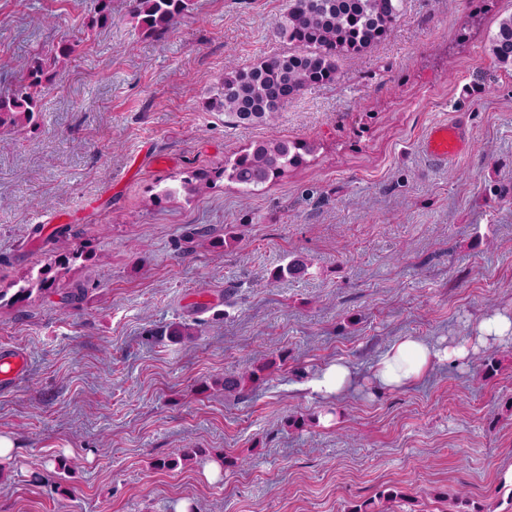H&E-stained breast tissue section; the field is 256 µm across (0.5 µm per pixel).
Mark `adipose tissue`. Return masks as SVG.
I'll return each instance as SVG.
<instances>
[{
  "instance_id": "1",
  "label": "adipose tissue",
  "mask_w": 512,
  "mask_h": 512,
  "mask_svg": "<svg viewBox=\"0 0 512 512\" xmlns=\"http://www.w3.org/2000/svg\"><path fill=\"white\" fill-rule=\"evenodd\" d=\"M512 342V316L483 317L474 335L448 341L405 336L390 345L374 362L369 379H361L350 363L336 360L319 368L306 384L323 401L356 393L370 384L401 391L414 386L441 365L469 361L480 349Z\"/></svg>"
}]
</instances>
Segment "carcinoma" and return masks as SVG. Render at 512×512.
I'll return each mask as SVG.
<instances>
[{"mask_svg":"<svg viewBox=\"0 0 512 512\" xmlns=\"http://www.w3.org/2000/svg\"><path fill=\"white\" fill-rule=\"evenodd\" d=\"M189 0H132V17L141 34H164L188 9ZM404 0H288L276 35L287 51L247 66L232 65L206 101L210 112H222L237 124L273 126L294 97L329 85L338 79L342 58L362 54L384 41L402 13ZM94 24L112 20L111 0H93ZM79 41L62 40L50 53L29 56L14 89L0 94V127L30 123L40 111V97L50 81L53 65L74 56ZM493 59L512 67V14L499 21L490 42ZM314 160L307 142L275 136L257 140L211 173L194 171L181 187H167L155 196L166 201L184 190L196 193L209 183L225 178L239 186L243 197L284 177L289 170ZM260 367L241 376L224 378V390L242 391L245 383L261 379Z\"/></svg>","mask_w":512,"mask_h":512,"instance_id":"1","label":"carcinoma"}]
</instances>
